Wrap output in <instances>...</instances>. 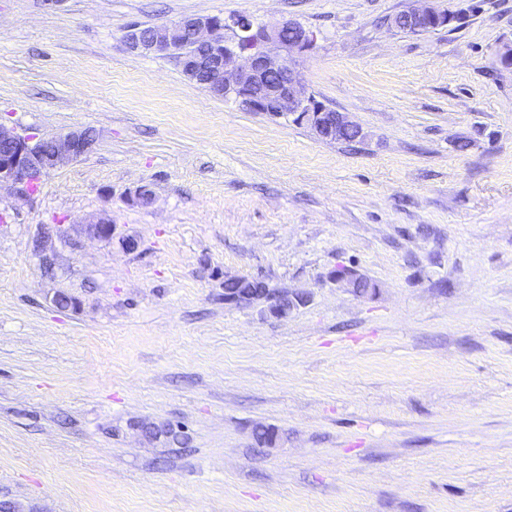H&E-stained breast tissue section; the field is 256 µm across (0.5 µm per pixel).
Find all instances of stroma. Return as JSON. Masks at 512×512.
Here are the masks:
<instances>
[{"instance_id":"stroma-1","label":"stroma","mask_w":512,"mask_h":512,"mask_svg":"<svg viewBox=\"0 0 512 512\" xmlns=\"http://www.w3.org/2000/svg\"><path fill=\"white\" fill-rule=\"evenodd\" d=\"M412 3L0 0V124L98 134L37 191L0 190V502L512 512V0L388 28ZM232 14L312 30L291 65L366 139L322 142L123 41ZM344 267L376 292L339 288ZM235 275L309 300L230 303ZM166 424L182 442L141 435Z\"/></svg>"}]
</instances>
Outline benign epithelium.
<instances>
[{
    "instance_id": "1",
    "label": "benign epithelium",
    "mask_w": 512,
    "mask_h": 512,
    "mask_svg": "<svg viewBox=\"0 0 512 512\" xmlns=\"http://www.w3.org/2000/svg\"><path fill=\"white\" fill-rule=\"evenodd\" d=\"M454 22V11L432 4L414 5L400 18L410 34ZM288 32L292 37L286 40ZM124 42L138 55L169 56L186 78L214 97L231 99L273 117L291 116L321 141L348 128L364 133L348 113L329 108L308 93L300 74L291 67L292 56L311 50L315 42L313 32L294 19L256 27L237 15H190L157 24L148 33L132 25ZM96 141L95 131L89 128L44 140L22 136L0 124V186H20L27 191L46 173L90 154ZM256 304L283 315L278 291L251 302Z\"/></svg>"
}]
</instances>
